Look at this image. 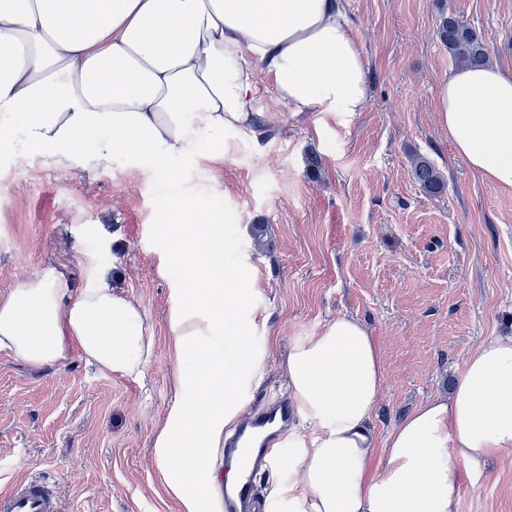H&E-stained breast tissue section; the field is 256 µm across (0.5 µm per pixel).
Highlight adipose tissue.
<instances>
[{"mask_svg":"<svg viewBox=\"0 0 512 512\" xmlns=\"http://www.w3.org/2000/svg\"><path fill=\"white\" fill-rule=\"evenodd\" d=\"M293 117L363 111L362 47L341 0H0V153L93 171L149 157L169 185L158 200L180 302L169 316L178 393L156 430L153 461L180 512H201L212 453L246 405L265 351L244 321L253 302L245 265L224 267L215 207L227 193L180 191L173 162L192 151L223 163L226 134L262 135L260 79ZM439 122L456 155L488 183L512 188V71L457 68L437 89ZM90 283L61 262L0 292V352L54 367L71 350L99 371L133 379L148 368L153 328L117 291L99 256ZM291 399L311 434L288 435V512H458L462 473L512 454V335L467 357L454 389L421 403L377 444L368 423L382 389L381 353L358 321L339 317L294 340ZM384 464L374 468L376 451Z\"/></svg>","mask_w":512,"mask_h":512,"instance_id":"1","label":"adipose tissue"}]
</instances>
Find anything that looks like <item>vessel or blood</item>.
Wrapping results in <instances>:
<instances>
[{
	"instance_id": "1",
	"label": "vessel or blood",
	"mask_w": 512,
	"mask_h": 512,
	"mask_svg": "<svg viewBox=\"0 0 512 512\" xmlns=\"http://www.w3.org/2000/svg\"><path fill=\"white\" fill-rule=\"evenodd\" d=\"M297 417L296 407L288 401L262 403L251 409L225 440V456L250 453L252 472L225 492L224 512H256L259 494L254 474L266 466L280 429L292 425ZM0 512H60V507L54 489L40 479L31 478L0 492Z\"/></svg>"
}]
</instances>
